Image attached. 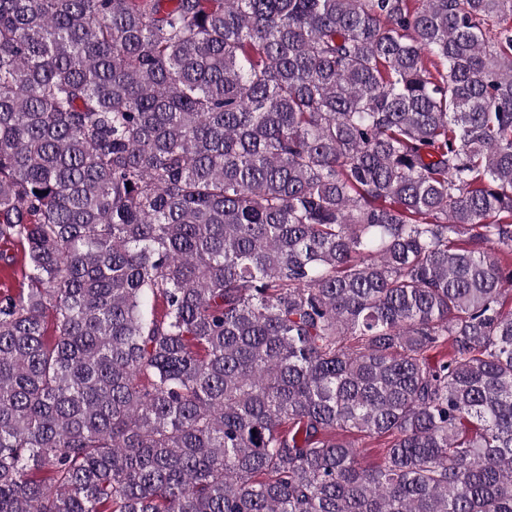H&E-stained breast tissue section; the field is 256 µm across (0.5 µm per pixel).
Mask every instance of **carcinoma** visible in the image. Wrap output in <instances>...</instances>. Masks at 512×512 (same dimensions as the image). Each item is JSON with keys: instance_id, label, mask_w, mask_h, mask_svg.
<instances>
[{"instance_id": "cac0c4a2", "label": "carcinoma", "mask_w": 512, "mask_h": 512, "mask_svg": "<svg viewBox=\"0 0 512 512\" xmlns=\"http://www.w3.org/2000/svg\"><path fill=\"white\" fill-rule=\"evenodd\" d=\"M0 241V512H512V0H0ZM18 249V250H17ZM4 250V252H7L10 255L16 254L18 258V263L13 268L3 269L1 271L0 267V287L1 284H5V286L9 288H17L19 285V282L22 280V270L23 267V254L20 250V248L13 247L10 245L0 246V251ZM347 439L355 445L357 460L363 467L378 465L382 457L381 443L384 441L365 438L356 434H347Z\"/></svg>"}]
</instances>
